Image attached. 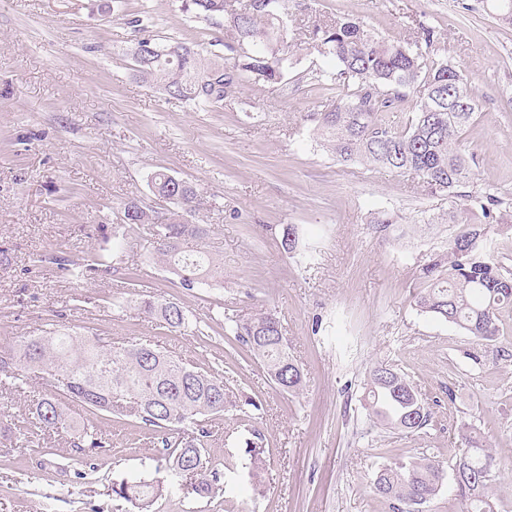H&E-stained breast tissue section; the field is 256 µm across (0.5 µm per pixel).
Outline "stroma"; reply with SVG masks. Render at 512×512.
Returning a JSON list of instances; mask_svg holds the SVG:
<instances>
[{"mask_svg": "<svg viewBox=\"0 0 512 512\" xmlns=\"http://www.w3.org/2000/svg\"><path fill=\"white\" fill-rule=\"evenodd\" d=\"M490 0H286L283 34L292 63L281 82L247 74L221 105L199 108L144 82L133 68L144 20L158 39L216 51L223 20L183 11L182 0H0V350L49 330L113 345L150 341L190 363L214 366L233 396L257 409L207 422L212 495L166 468L145 428L110 425L112 445L82 456L68 436L46 447L5 436L42 391L0 394V512H139L112 494L119 478L161 479L148 512H392L372 484L384 464L428 455L451 465L471 431L498 467L491 494L512 512V307L485 342L417 312L423 265L448 244V198L389 168L339 162L320 143L317 119L338 102L321 72L334 63L314 47L316 28L339 17L385 39L414 42L433 28L431 57L459 68L476 90L477 119L462 142L474 156L466 191L492 190L500 205L488 246L512 272V24ZM168 170L197 197L184 217L209 227L202 246L224 265L220 288H182L155 252L152 225L115 242L130 201L164 212L150 176ZM297 228L285 251L280 231ZM111 254L107 272H86ZM177 302L188 324L159 327L138 308ZM274 311L304 375L280 390L259 357L224 330L226 317ZM404 373L426 397L427 426L373 424L360 399L368 370ZM269 450L267 494L252 501L237 446L252 432Z\"/></svg>", "mask_w": 512, "mask_h": 512, "instance_id": "stroma-1", "label": "stroma"}]
</instances>
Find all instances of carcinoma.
Masks as SVG:
<instances>
[{"label": "carcinoma", "instance_id": "obj_1", "mask_svg": "<svg viewBox=\"0 0 512 512\" xmlns=\"http://www.w3.org/2000/svg\"><path fill=\"white\" fill-rule=\"evenodd\" d=\"M274 8L234 9L231 0H183L186 11L206 19L222 18L231 31L224 48L238 56L228 69L224 55L205 57L179 41L162 43L144 34L136 45L142 55L136 61L140 77L154 82L169 96L198 106L224 101L225 79L237 90L242 72L257 74L278 83L290 65L288 43L281 34L279 16L283 0H271ZM317 51L331 57L336 71L323 81L341 80L347 91L336 107L322 113L320 138L342 162H361L409 172L430 194L448 195V223L458 225L446 249L434 254L420 270L427 282L414 303L418 311L452 323L476 338L494 342L500 333L499 310L512 305V273L502 271L488 253L487 227L460 221L457 200L470 210L490 214L501 204L495 193L461 192L472 179L473 156L460 148L459 139L479 109L475 89L452 65L427 56L434 31L424 29L423 42H389L360 22L338 18L317 29ZM413 95L417 106L411 118L394 127L387 114ZM156 195L175 204L188 205L196 198L187 182L163 170L152 177ZM154 224L156 253L181 287L192 290L210 286L223 274L220 262L205 251L189 248L207 234L203 224H186L176 212L142 211L127 225ZM143 310L156 316L171 331L186 326L187 315L178 303L145 300ZM229 332L246 351L260 357L271 380L280 389L296 393L303 388V373L288 353L279 317L271 310L246 319H228ZM46 381L42 394L26 416L16 417V430L23 436L36 433H69L71 444L82 452L106 448L110 438L95 419H108L119 409L133 424L162 434L166 463L198 478L196 490L210 491L205 456L206 420L222 416L230 408L259 409L250 397L234 399L227 393L224 376L203 370L176 358L150 343L112 347L96 336H73L50 332L24 338L17 347L0 351V390L21 393L32 379ZM83 407L93 420L74 428L67 405ZM363 408L373 423L392 429L418 430L430 413L415 386L391 368L377 365L364 380ZM188 429L178 444L168 432ZM467 453L456 457L447 470L433 457L422 456L392 462L377 469L374 489L390 501L395 512H409L413 501L430 503L448 477L453 482L463 512H496L490 481L496 467L492 450L474 436H465ZM250 462L253 500L265 496L264 473L268 450L259 433L241 445ZM159 480L122 478L112 482V494L145 509L162 495Z\"/></svg>", "mask_w": 512, "mask_h": 512}]
</instances>
